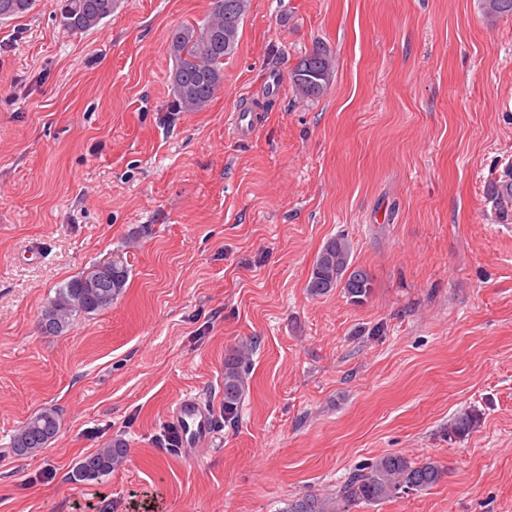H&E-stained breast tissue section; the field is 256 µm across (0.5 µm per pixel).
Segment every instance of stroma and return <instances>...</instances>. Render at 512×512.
Returning <instances> with one entry per match:
<instances>
[{"label": "stroma", "instance_id": "stroma-1", "mask_svg": "<svg viewBox=\"0 0 512 512\" xmlns=\"http://www.w3.org/2000/svg\"><path fill=\"white\" fill-rule=\"evenodd\" d=\"M56 3L0 22V512H281L387 453L445 475L351 512H512V224L485 200L512 166V17L250 0L223 89L176 112L167 36L212 0H119L86 33ZM318 48L336 70L310 101L289 73ZM337 235L373 279L364 303L306 290ZM115 256L112 307L41 333L56 288ZM188 393L217 430L189 455L166 444ZM45 407L58 435L14 454ZM470 410L478 428L450 436ZM116 439L125 463L72 481ZM249 360L248 350L238 348L224 360V417L233 419L244 395L245 365Z\"/></svg>", "mask_w": 512, "mask_h": 512}]
</instances>
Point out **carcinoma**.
Wrapping results in <instances>:
<instances>
[{"label": "carcinoma", "mask_w": 512, "mask_h": 512, "mask_svg": "<svg viewBox=\"0 0 512 512\" xmlns=\"http://www.w3.org/2000/svg\"><path fill=\"white\" fill-rule=\"evenodd\" d=\"M484 18L493 22L512 16V0H480ZM117 0H60V20L66 30L85 33L112 15ZM36 0H0V20L12 19L33 10ZM250 8V0H213L209 15L197 24L181 25L170 31L168 50L174 60L171 75L176 112H200L222 89L224 59L237 49L240 27ZM333 73L331 56L316 49L301 58L289 74L296 92L307 99L321 97ZM486 201L500 224H512V169L491 180ZM352 246L343 236L329 238L316 255L306 288L313 297L339 288L354 304L368 300L372 292L369 272L353 264ZM112 277V287L97 288L98 279ZM128 268L104 262L86 275L56 289L41 311L39 321L52 335L69 329L78 320L112 307L126 288ZM249 352L237 349L224 360V418L233 419L244 395L245 365ZM480 416L471 410L450 423L448 433L462 438L478 426ZM60 415L42 408L31 415L13 435L11 447L19 456L44 448L57 435ZM128 448L115 440L81 459L73 468L76 482L97 480L122 465ZM444 470L437 462H414L405 455L388 453L354 468L336 488V507L328 509L324 500L306 494L288 501L282 512H350L360 503H378L403 494L428 489L440 482Z\"/></svg>", "instance_id": "carcinoma-1"}]
</instances>
